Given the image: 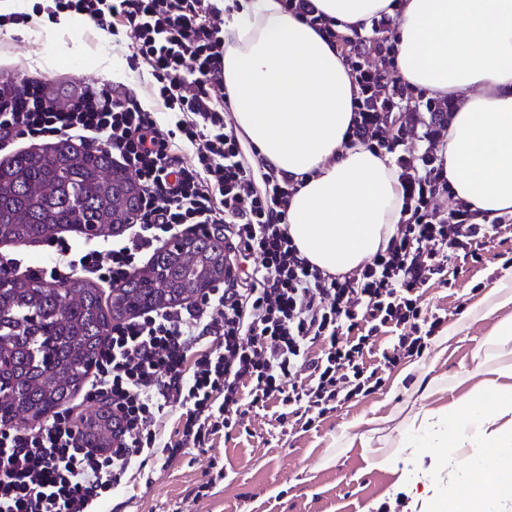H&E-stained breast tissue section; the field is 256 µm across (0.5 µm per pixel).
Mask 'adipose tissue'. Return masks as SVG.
I'll return each instance as SVG.
<instances>
[{"label":"adipose tissue","mask_w":512,"mask_h":512,"mask_svg":"<svg viewBox=\"0 0 512 512\" xmlns=\"http://www.w3.org/2000/svg\"><path fill=\"white\" fill-rule=\"evenodd\" d=\"M347 32L392 15L394 66L409 89L454 108L437 145L456 198L479 214L512 213V0H315ZM224 87L238 129L265 169L299 176L288 233L331 274L385 250L403 217L388 156L345 147L358 87L326 35L282 0H241L224 16ZM449 410L443 445L470 436L481 451L458 463L455 512H500L512 500V362Z\"/></svg>","instance_id":"ef3b65f1"}]
</instances>
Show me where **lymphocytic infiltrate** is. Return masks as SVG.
I'll use <instances>...</instances> for the list:
<instances>
[{"mask_svg": "<svg viewBox=\"0 0 512 512\" xmlns=\"http://www.w3.org/2000/svg\"><path fill=\"white\" fill-rule=\"evenodd\" d=\"M45 10L52 20L76 13L108 36L129 33L158 103L179 119L167 128L107 83H84L63 105L43 79L23 74L0 83V150L18 139H75L110 152L140 189L127 237L82 249L48 239L51 258L38 277L55 283L83 273L117 288L142 254L184 232L223 234L242 268L191 303L113 325L83 395L111 411V447H86L84 414L72 407L29 430L0 424V512H88L137 457L176 453L159 429L170 401L183 407V439L201 444L242 415L247 398L302 402L322 415L374 391L382 378L365 351L382 329L397 334L384 366L424 353L423 327L437 329L441 320L418 306L421 288L443 272L448 255L480 263L490 229L502 220L476 222L461 201L445 212L431 209L450 185L433 153L413 161L399 152L410 98L386 74L392 48L381 22L368 35L332 28L327 35L359 89L347 143L395 155L406 218L386 250L356 274L335 276L301 257L288 234L294 178L269 171L257 190L242 157L226 117L222 9L210 0H51ZM186 145L191 155H183ZM302 366L310 381L294 384Z\"/></svg>", "mask_w": 512, "mask_h": 512, "instance_id": "lymphocytic-infiltrate-1", "label": "lymphocytic infiltrate"}]
</instances>
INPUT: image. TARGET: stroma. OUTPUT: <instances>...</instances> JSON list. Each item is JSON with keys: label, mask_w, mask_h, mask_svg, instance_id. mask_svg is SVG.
<instances>
[{"label": "stroma", "mask_w": 512, "mask_h": 512, "mask_svg": "<svg viewBox=\"0 0 512 512\" xmlns=\"http://www.w3.org/2000/svg\"><path fill=\"white\" fill-rule=\"evenodd\" d=\"M38 2L17 0L15 11L32 14L31 23L0 32V82L37 61L55 98L72 97L82 81H106L157 109L147 68L131 65L129 35L105 37L78 19L57 26L34 15ZM157 111L168 122L166 110ZM446 269L448 282L430 280L419 299L440 327L422 356L386 368L378 389L313 420L270 401L202 446L182 441V409L171 402L161 434L180 451L140 457L93 512H423L453 471L454 451L406 440L420 418L438 422L484 379L479 365L497 351L498 326L512 321V303L485 299L490 288L512 289V225L491 231L482 263L453 257Z\"/></svg>", "instance_id": "obj_1"}]
</instances>
